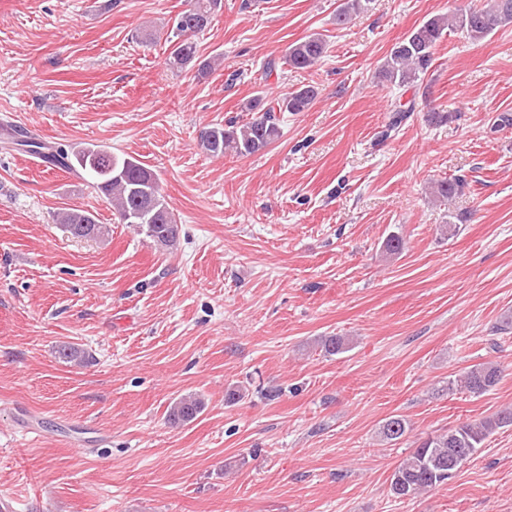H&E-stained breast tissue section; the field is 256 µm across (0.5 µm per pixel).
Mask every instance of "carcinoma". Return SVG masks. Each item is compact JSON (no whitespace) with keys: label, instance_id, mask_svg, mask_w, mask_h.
Returning <instances> with one entry per match:
<instances>
[{"label":"carcinoma","instance_id":"carcinoma-1","mask_svg":"<svg viewBox=\"0 0 512 512\" xmlns=\"http://www.w3.org/2000/svg\"><path fill=\"white\" fill-rule=\"evenodd\" d=\"M371 0H343L336 10V25L343 26L352 17L366 12ZM222 8V0H194L192 8L178 15L172 26V50L168 65L181 71L197 62V44L193 37L211 23L212 15ZM512 25V0H484L469 4L452 16L433 15L396 42L386 56L380 70L388 83L407 86L427 73L434 61L437 44L450 32L460 31L477 42L495 30ZM326 52V41L319 33L310 34L291 44L285 63L296 70L315 66ZM199 63V62H197ZM210 63H199L198 71L204 74ZM317 97L313 85H302L288 91L270 104L263 98H253L244 105L252 113L242 123L228 122L223 126L205 128L199 135V146L206 153L222 156L232 152L248 156L266 149L280 136L276 113L305 112ZM22 150L40 157L53 167L77 174L89 180L112 204L119 223H129L133 209L149 205L158 211V223L146 225L143 232L160 248L173 246L180 235L173 208L161 193L156 174L144 163L132 157L120 158L112 151L98 145L81 147L61 143H46L27 138L14 141ZM465 180L461 177L434 183L433 193L446 201L457 195ZM62 224L73 236L96 239L104 234L103 225L93 215L79 209L66 208L57 214ZM321 351L336 355L346 351L340 336H326L320 341ZM500 376L499 368L478 364L472 366L459 379L460 387L474 394L485 393L494 387ZM204 408V401L188 394L172 404L167 414L173 426L192 422ZM512 425V406L478 422H462L442 433L431 435L419 442L392 475L390 492L396 498H406L434 489L452 478L481 447L484 440L497 429ZM409 431L407 421L393 415L379 427L382 441L391 444L401 440Z\"/></svg>","mask_w":512,"mask_h":512}]
</instances>
